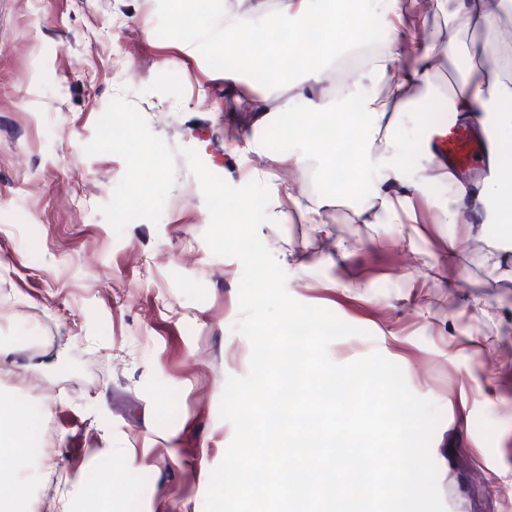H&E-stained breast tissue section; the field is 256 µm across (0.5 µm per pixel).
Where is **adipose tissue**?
I'll return each mask as SVG.
<instances>
[{
	"instance_id": "ef3b65f1",
	"label": "adipose tissue",
	"mask_w": 512,
	"mask_h": 512,
	"mask_svg": "<svg viewBox=\"0 0 512 512\" xmlns=\"http://www.w3.org/2000/svg\"><path fill=\"white\" fill-rule=\"evenodd\" d=\"M432 13L446 16L448 40H417L406 21L405 0H361L344 6L342 0H274L266 11L245 17L228 15L225 31L242 32L254 24L288 33L291 41L303 40L307 29L316 28L318 37L301 55L292 57L300 81L292 84L293 96L305 100L304 86L330 77L337 64L336 46L355 53L371 39L376 24H385L389 37L354 69V78L335 97L307 103L304 117L289 130L291 139L301 142L308 157L326 172H334L336 155L342 147L341 132L355 129L357 142L349 159L351 177L343 182L345 194H355L364 172L376 175L379 207L359 212L364 224H404L411 217V199L421 193L431 176L419 168L409 177L399 155L400 130L407 113L421 112L426 102L437 111L472 117L481 126L497 132L500 139L512 138V58L501 59L495 72L486 71L479 61L486 49L470 40L475 31L490 29L494 21L512 17V0H428ZM409 51L410 59L395 66L396 51ZM445 59L456 65L462 58L474 65L440 89L435 62ZM328 117L336 128V138L318 141L310 129L317 117ZM491 164L498 177L470 185L454 183L441 207L444 223L464 225L468 236L481 240L489 219H496L500 237L512 239V161L494 150Z\"/></svg>"
}]
</instances>
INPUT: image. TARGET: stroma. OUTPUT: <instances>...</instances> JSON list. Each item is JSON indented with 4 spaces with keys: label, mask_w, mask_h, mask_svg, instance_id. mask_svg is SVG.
<instances>
[{
    "label": "stroma",
    "mask_w": 512,
    "mask_h": 512,
    "mask_svg": "<svg viewBox=\"0 0 512 512\" xmlns=\"http://www.w3.org/2000/svg\"><path fill=\"white\" fill-rule=\"evenodd\" d=\"M227 0H0V400L19 403L20 449L0 468L16 512H204L230 444L219 417L228 377L249 371L237 259L211 253L200 183L176 157L158 222L115 233L101 215L126 165L86 155L100 112L134 103L171 147L240 187L263 181L259 235L294 300L361 328L333 341L339 364L380 353L442 412L431 444L446 512H512V277L486 241L449 250L447 178L427 182L415 227L358 222V196L288 136L304 113L287 89L224 80ZM271 107L256 123L253 100ZM326 200V249L293 197ZM345 260L329 257L337 241ZM431 302L419 309L421 284ZM43 379L20 382L17 371ZM21 486L14 474L9 470L0 469V511L14 512L12 503L21 493Z\"/></svg>",
    "instance_id": "obj_1"
}]
</instances>
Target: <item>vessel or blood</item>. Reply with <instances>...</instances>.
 <instances>
[{
    "label": "vessel or blood",
    "mask_w": 512,
    "mask_h": 512,
    "mask_svg": "<svg viewBox=\"0 0 512 512\" xmlns=\"http://www.w3.org/2000/svg\"><path fill=\"white\" fill-rule=\"evenodd\" d=\"M425 140V148L436 162L462 170L484 162L493 137L476 138L464 122L444 115L433 123Z\"/></svg>",
    "instance_id": "1"
}]
</instances>
